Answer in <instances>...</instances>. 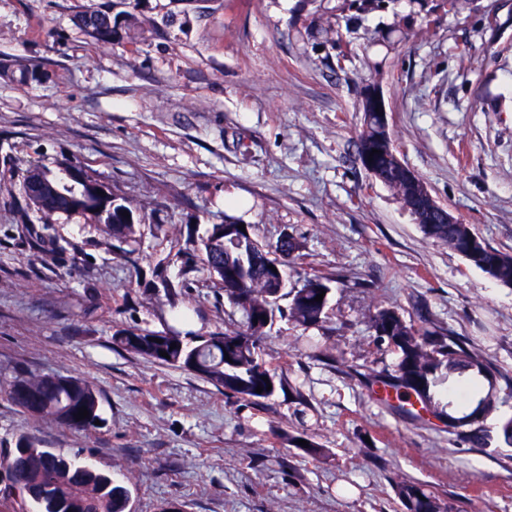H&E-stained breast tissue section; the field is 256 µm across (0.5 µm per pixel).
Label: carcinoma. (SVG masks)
Instances as JSON below:
<instances>
[{"instance_id": "obj_1", "label": "carcinoma", "mask_w": 512, "mask_h": 512, "mask_svg": "<svg viewBox=\"0 0 512 512\" xmlns=\"http://www.w3.org/2000/svg\"><path fill=\"white\" fill-rule=\"evenodd\" d=\"M127 10L114 16L95 9L82 12L77 23L85 32L103 43L123 34L133 36L142 21L136 10L138 0H121ZM0 70L15 81L26 84L36 80L35 65L17 69L0 64ZM364 122L359 134L358 154L365 170L395 191L411 207L416 195L395 164L396 149L389 126L383 124L369 101L363 103ZM378 150L368 160L372 150ZM0 189L5 191L17 224H51L58 215H79L117 242L135 238L136 225L158 222V210L152 203L131 192L111 185L101 176L79 165L57 164L51 168L42 162L21 164L10 156L0 159ZM128 212L129 217L122 216ZM432 223L421 225L434 242L461 253L464 236L456 224L444 223L434 213ZM224 234L210 228L201 240L202 268L219 282L224 299L239 310L241 320L220 333L191 345L176 333L146 329L122 330L112 336L118 348L146 360L192 372L226 393L259 401L271 397L276 375L259 356V343L276 317L286 318L305 329L325 322L331 278L309 276L299 288L288 287L287 267L300 249L288 234L276 242L274 251L259 240L255 226L238 229V222L224 216ZM482 255L466 257L474 267L492 280L512 283V255L501 252L479 239ZM325 293L322 301L314 298ZM287 301V306L280 301ZM375 336L386 341L398 354L390 371H372L364 376L369 387L381 392L379 400L394 410L412 417L424 411L443 421L448 433L466 438L473 445L488 448L497 441L512 447V417L503 420L497 436L484 427L481 417L493 410L497 376L486 360L463 339L445 336L406 322L392 308L376 310L369 319ZM160 342H155V339ZM176 348H171V343ZM168 353L163 357L160 352ZM267 380H262V377ZM272 388H267V385ZM263 387L256 393V387ZM469 393L459 404L455 392ZM8 397L19 410L34 418L51 420L78 432L95 427L101 419L100 394L87 380L76 376L25 373L9 384ZM89 415L77 420L80 408ZM308 442L302 447L298 439ZM302 454L316 458L324 448L313 438L301 434L291 437ZM0 466L11 484L0 491V508L9 512L15 499L31 506L32 512H127L129 489L99 469L44 447L29 435H20L15 446L0 454ZM395 495L404 512H450V506L419 482H395Z\"/></svg>"}]
</instances>
